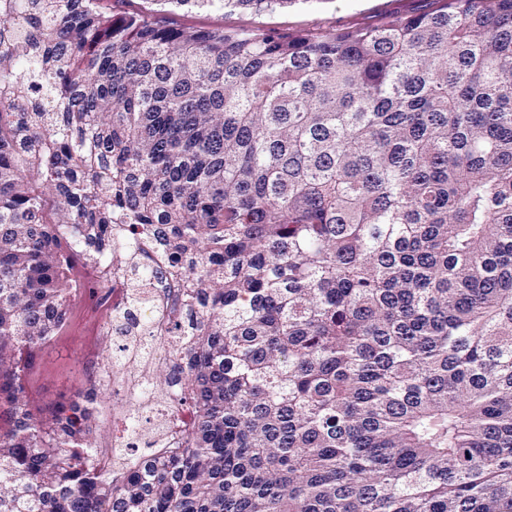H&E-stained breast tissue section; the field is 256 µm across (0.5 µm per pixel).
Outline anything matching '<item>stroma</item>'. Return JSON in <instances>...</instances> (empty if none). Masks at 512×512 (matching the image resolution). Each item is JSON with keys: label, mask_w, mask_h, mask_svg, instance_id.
Masks as SVG:
<instances>
[{"label": "stroma", "mask_w": 512, "mask_h": 512, "mask_svg": "<svg viewBox=\"0 0 512 512\" xmlns=\"http://www.w3.org/2000/svg\"><path fill=\"white\" fill-rule=\"evenodd\" d=\"M425 6V0H304L303 4L262 15L179 11L171 15L170 21L200 29L261 27L298 35L392 22ZM75 269L85 286L71 300L67 326L41 351L28 373L23 399L37 409L45 410L55 402L82 395L89 384V369L99 362L102 350L122 342L102 313L106 284L97 280L84 261H77Z\"/></svg>", "instance_id": "35a3bbf8"}]
</instances>
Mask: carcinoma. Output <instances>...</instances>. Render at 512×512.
<instances>
[{
	"mask_svg": "<svg viewBox=\"0 0 512 512\" xmlns=\"http://www.w3.org/2000/svg\"><path fill=\"white\" fill-rule=\"evenodd\" d=\"M0 0V512H512V0L295 36L309 0ZM182 446L21 400L80 257L154 308ZM162 282L159 283L156 307L153 313L152 338L155 342L166 340V328L175 320L181 309L174 306L177 296L184 293L182 284L170 278L168 275L159 273ZM99 416V442L102 445H108L109 448L103 447L98 449V457L102 467H106L111 458L116 457L119 453L115 449H111L112 444H118L123 441V421L113 415V402L108 398L98 399L97 401Z\"/></svg>",
	"mask_w": 512,
	"mask_h": 512,
	"instance_id": "cac0c4a2",
	"label": "carcinoma"
}]
</instances>
